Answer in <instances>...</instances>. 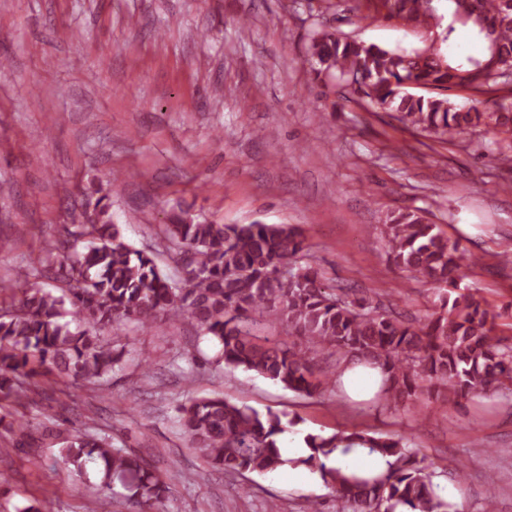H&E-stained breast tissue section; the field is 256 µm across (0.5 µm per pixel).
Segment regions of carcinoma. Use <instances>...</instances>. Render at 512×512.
Instances as JSON below:
<instances>
[{"instance_id": "1", "label": "carcinoma", "mask_w": 512, "mask_h": 512, "mask_svg": "<svg viewBox=\"0 0 512 512\" xmlns=\"http://www.w3.org/2000/svg\"><path fill=\"white\" fill-rule=\"evenodd\" d=\"M369 2L376 13L407 27L439 25L433 0ZM448 2L453 22L480 40V55L446 56L423 48L400 53L340 37L321 24L308 44L314 79L336 70L348 93L444 142L477 129L512 136V107L489 97L502 82L478 72L488 42L473 20L482 17L499 53L512 58V0ZM407 82L427 93L409 92ZM454 88L477 99L458 108L447 96ZM81 218L64 238L44 242L23 288L0 278V402L45 397L40 383L46 377L64 396L78 384L103 380L122 361L123 352L114 348L121 337L113 331L124 323L150 329L164 318L188 320L216 344L212 363L255 372L305 397L336 384V376L315 367V355L325 349L341 362L362 356L380 366L385 379L377 397L389 404L416 406L432 393L454 405L512 395V339L497 334L500 314L481 296L460 292L462 269L480 258L417 212L393 214L381 229L388 260L438 291L432 310L415 320L327 284L303 234L288 224H213L174 211L165 225L183 270L174 281L153 257L123 239L112 222L109 194L87 200ZM50 281L62 283V294L46 290ZM266 325L284 326L286 338L262 335ZM179 425L190 448L228 475L273 473L281 464L285 428L271 410L263 415L222 396L203 397L180 407ZM57 439L73 472L83 473L89 461L102 464L90 509L100 505L112 512L111 486L118 481L133 512H160L170 484L144 459L95 431L77 429ZM305 443L310 454L298 463L319 471L331 496L353 512H460L400 437L355 429L309 434ZM357 446L393 462L371 477L329 465L336 452Z\"/></svg>"}]
</instances>
